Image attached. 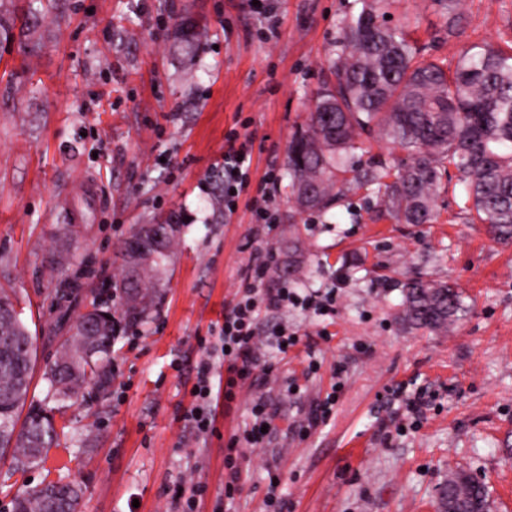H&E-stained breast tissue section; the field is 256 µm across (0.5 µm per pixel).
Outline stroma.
<instances>
[{
  "label": "stroma",
  "instance_id": "stroma-1",
  "mask_svg": "<svg viewBox=\"0 0 512 512\" xmlns=\"http://www.w3.org/2000/svg\"><path fill=\"white\" fill-rule=\"evenodd\" d=\"M61 20L0 45V288L34 338L40 368L76 316L122 267L135 225L184 222L168 281L146 323L115 342L106 402L66 408L68 437L50 452L85 488L78 512H440L449 471L482 478L490 512H512V239L470 223L462 187L435 200L430 224L379 217L370 191L326 213L297 212L288 150L329 81L355 0H59ZM425 56L455 61L476 43L512 45V0H390ZM192 20L208 37L195 59L174 33ZM251 138L247 183L233 210L218 203L231 133ZM274 223H256V208ZM266 262L262 280L252 268ZM410 278L454 282L468 312L443 332L402 320ZM290 281L334 289L336 311L260 309L259 368L232 403L216 392L218 434L179 415L192 397L199 337L220 329L245 286ZM77 299L60 312L53 291ZM297 339L288 351L280 328ZM431 403L405 422L396 387ZM267 401L271 434L243 448L239 491L226 501L224 457ZM333 398L326 423L312 411ZM281 477L268 503L267 473Z\"/></svg>",
  "mask_w": 512,
  "mask_h": 512
}]
</instances>
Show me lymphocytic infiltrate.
Wrapping results in <instances>:
<instances>
[{"mask_svg":"<svg viewBox=\"0 0 512 512\" xmlns=\"http://www.w3.org/2000/svg\"><path fill=\"white\" fill-rule=\"evenodd\" d=\"M227 143L224 153V204L231 209L235 206V191L247 183L250 152L247 143L241 142L238 134H230ZM335 303L334 294L329 293L321 298L313 294L302 295L284 284L261 295L255 289H248L225 312L217 343L201 340L204 357L197 366L196 381L191 389L193 400L188 407L183 408L182 419L192 424L199 433L214 434L215 419L211 411V401L214 380L218 377L220 368L230 367L234 373L233 378L227 379L224 385V399L230 402L235 398L234 387L237 379L249 376L258 365L260 338L256 332L255 320L259 307L278 310L292 305L331 311L334 310Z\"/></svg>","mask_w":512,"mask_h":512,"instance_id":"lymphocytic-infiltrate-1","label":"lymphocytic infiltrate"}]
</instances>
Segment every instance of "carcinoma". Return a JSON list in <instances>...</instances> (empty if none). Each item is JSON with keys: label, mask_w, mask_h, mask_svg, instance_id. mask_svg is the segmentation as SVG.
<instances>
[{"label": "carcinoma", "mask_w": 512, "mask_h": 512, "mask_svg": "<svg viewBox=\"0 0 512 512\" xmlns=\"http://www.w3.org/2000/svg\"><path fill=\"white\" fill-rule=\"evenodd\" d=\"M331 68L335 83L324 85L306 127L288 154L289 187L300 194L314 186L306 211H329L352 188H367L397 224H429L449 169L464 186L472 219L496 239L512 238V46L475 45L452 65L421 60L403 28L387 24L384 0H356ZM202 34L184 25L175 33L182 48L194 49ZM376 136L405 157L389 165L370 158L366 166L347 159L362 136ZM175 232L150 264L136 272L130 244L124 266L109 288L122 295L125 314L145 317L154 306L167 271ZM403 318L417 328L447 329L466 312L452 282L412 279L403 285ZM85 314L45 364L46 398L58 407L91 391L99 400L114 377L112 343L103 332L86 336ZM37 363L33 337L0 289V454L12 451L13 471L46 467L58 439L52 411L29 398ZM82 489L46 480L19 492L13 512H76Z\"/></svg>", "instance_id": "carcinoma-1"}]
</instances>
